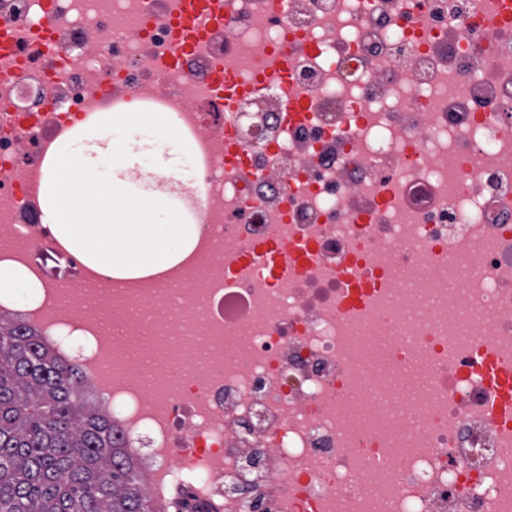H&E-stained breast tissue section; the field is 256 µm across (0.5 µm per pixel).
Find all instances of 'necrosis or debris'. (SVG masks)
Listing matches in <instances>:
<instances>
[{
	"instance_id": "1",
	"label": "necrosis or debris",
	"mask_w": 512,
	"mask_h": 512,
	"mask_svg": "<svg viewBox=\"0 0 512 512\" xmlns=\"http://www.w3.org/2000/svg\"><path fill=\"white\" fill-rule=\"evenodd\" d=\"M224 27L171 62L180 0H0V327L35 329L88 376L101 305L139 310L179 379L88 391L161 512H512V22L500 0H212ZM287 47V75L228 100ZM312 107L287 121L286 97ZM161 116L194 175H148L207 228L183 266L105 286L42 217L50 160L101 116ZM233 140L243 167L224 163ZM297 246L277 281L242 256ZM63 262L50 274L37 248ZM363 291L348 301L340 280ZM375 343L361 369L357 330ZM373 413L353 422L352 405Z\"/></svg>"
}]
</instances>
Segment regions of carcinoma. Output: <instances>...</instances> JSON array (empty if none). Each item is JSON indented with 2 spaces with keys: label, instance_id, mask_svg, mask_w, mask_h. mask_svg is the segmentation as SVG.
<instances>
[{
  "label": "carcinoma",
  "instance_id": "1",
  "mask_svg": "<svg viewBox=\"0 0 512 512\" xmlns=\"http://www.w3.org/2000/svg\"><path fill=\"white\" fill-rule=\"evenodd\" d=\"M0 512H155L84 380L22 324L0 328Z\"/></svg>",
  "mask_w": 512,
  "mask_h": 512
}]
</instances>
